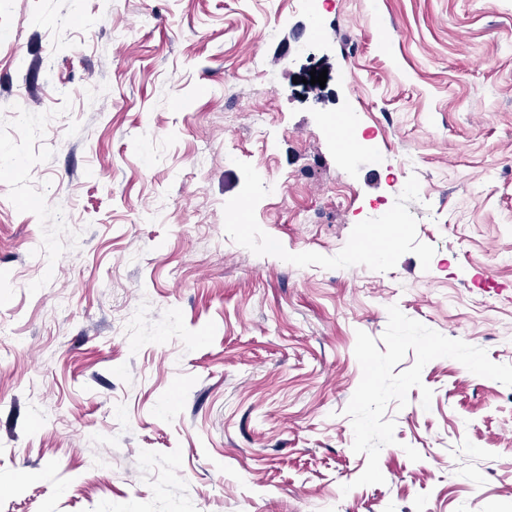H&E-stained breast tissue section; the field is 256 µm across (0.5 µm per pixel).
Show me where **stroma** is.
<instances>
[{
  "mask_svg": "<svg viewBox=\"0 0 512 512\" xmlns=\"http://www.w3.org/2000/svg\"><path fill=\"white\" fill-rule=\"evenodd\" d=\"M392 305L512 364V0H0V512H512L450 358L356 486Z\"/></svg>",
  "mask_w": 512,
  "mask_h": 512,
  "instance_id": "1",
  "label": "stroma"
}]
</instances>
